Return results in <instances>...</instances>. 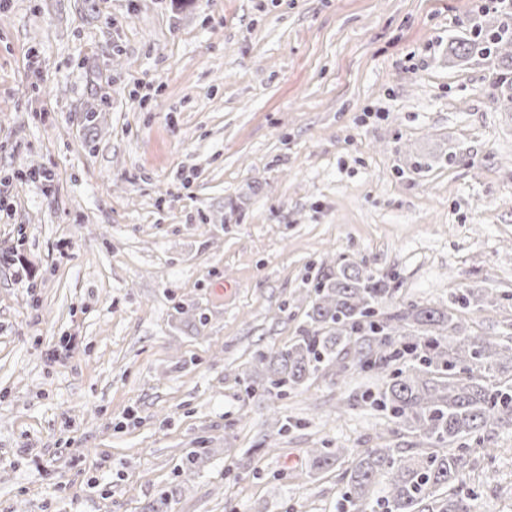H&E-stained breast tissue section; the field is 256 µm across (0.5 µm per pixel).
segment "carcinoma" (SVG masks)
I'll use <instances>...</instances> for the list:
<instances>
[{
	"label": "carcinoma",
	"instance_id": "obj_1",
	"mask_svg": "<svg viewBox=\"0 0 512 512\" xmlns=\"http://www.w3.org/2000/svg\"><path fill=\"white\" fill-rule=\"evenodd\" d=\"M486 41L448 43V58L464 60ZM509 40L493 50L511 62L496 78L494 100L512 102ZM398 286L365 263L340 262L323 272L306 312L302 336L262 352L257 363L265 383L247 394L283 393L309 381L323 365L336 366V380L348 366L380 378L377 396L362 394L385 411L397 431L422 438L428 448L406 455L397 448H309L314 468L327 471L351 459L344 473L340 512H472L470 497L452 491L465 479L469 442L492 451L498 429L512 427V382L490 380L492 363L512 360V346L461 332L463 316L477 305L459 288L445 306L412 301L394 304ZM393 305V310L382 307ZM401 366L389 370L393 362ZM211 453L194 448L179 474L190 475Z\"/></svg>",
	"mask_w": 512,
	"mask_h": 512
}]
</instances>
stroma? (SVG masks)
Segmentation results:
<instances>
[{"mask_svg":"<svg viewBox=\"0 0 512 512\" xmlns=\"http://www.w3.org/2000/svg\"><path fill=\"white\" fill-rule=\"evenodd\" d=\"M482 5L7 0L0 177L51 182L0 189L27 267L0 263V512H338L348 462L308 449L420 447L358 371L244 388L344 260L419 304L496 295L463 325L512 345V107L498 55L448 60L500 27ZM494 446L471 447L473 512H512V429ZM486 46V41L479 39H460L448 43V60H464L475 51L480 52Z\"/></svg>","mask_w":512,"mask_h":512,"instance_id":"stroma-1","label":"stroma"}]
</instances>
